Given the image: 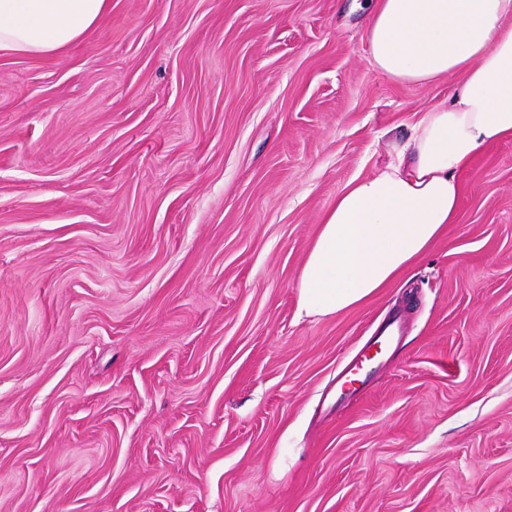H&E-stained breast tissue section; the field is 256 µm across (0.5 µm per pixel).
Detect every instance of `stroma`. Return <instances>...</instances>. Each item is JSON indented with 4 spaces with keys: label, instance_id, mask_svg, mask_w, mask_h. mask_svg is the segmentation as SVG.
Returning a JSON list of instances; mask_svg holds the SVG:
<instances>
[{
    "label": "stroma",
    "instance_id": "stroma-1",
    "mask_svg": "<svg viewBox=\"0 0 512 512\" xmlns=\"http://www.w3.org/2000/svg\"><path fill=\"white\" fill-rule=\"evenodd\" d=\"M359 2L112 0L0 55V512H512V137L406 273L297 315L337 195L457 82L374 69Z\"/></svg>",
    "mask_w": 512,
    "mask_h": 512
}]
</instances>
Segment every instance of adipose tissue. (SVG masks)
<instances>
[{
	"mask_svg": "<svg viewBox=\"0 0 512 512\" xmlns=\"http://www.w3.org/2000/svg\"><path fill=\"white\" fill-rule=\"evenodd\" d=\"M111 0H0V54L57 56ZM377 70L404 84L460 75L375 174L349 181L325 214L298 280L297 314L328 316L396 280L456 223L459 174L512 136V0H371Z\"/></svg>",
	"mask_w": 512,
	"mask_h": 512,
	"instance_id": "adipose-tissue-1",
	"label": "adipose tissue"
}]
</instances>
